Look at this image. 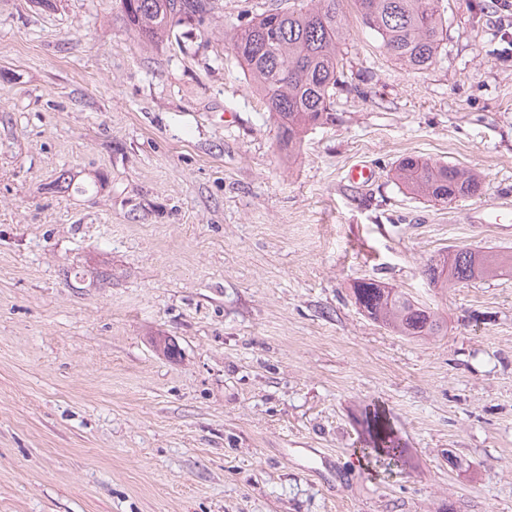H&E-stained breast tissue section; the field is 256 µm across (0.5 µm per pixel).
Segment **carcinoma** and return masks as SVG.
<instances>
[{
	"mask_svg": "<svg viewBox=\"0 0 512 512\" xmlns=\"http://www.w3.org/2000/svg\"><path fill=\"white\" fill-rule=\"evenodd\" d=\"M345 0H310L298 8L270 10L234 32L231 48L247 67L277 124L279 148L287 158L298 153L309 129L334 120L331 107L340 81L339 45L346 34ZM362 23L386 54L414 70H427L443 51V0H354ZM128 26L143 42L178 38L183 26L200 27L211 17L215 0H122ZM394 178L410 193L441 203L480 191L472 171L424 157L402 158ZM512 265V253L453 249L447 262L431 263L433 283L493 277ZM355 302L375 321L404 336H436L442 322L429 307L373 279L353 288ZM369 447L366 456L395 466L404 453L401 439L378 410L364 412Z\"/></svg>",
	"mask_w": 512,
	"mask_h": 512,
	"instance_id": "carcinoma-1",
	"label": "carcinoma"
}]
</instances>
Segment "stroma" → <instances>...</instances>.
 Returning <instances> with one entry per match:
<instances>
[{"mask_svg": "<svg viewBox=\"0 0 512 512\" xmlns=\"http://www.w3.org/2000/svg\"><path fill=\"white\" fill-rule=\"evenodd\" d=\"M447 2L423 72L349 6L335 119L288 159L226 35L302 0H218L176 45L121 0H0V512H512V272L424 274L512 251L477 221L512 205V10ZM410 155L479 193H407ZM362 278L447 332L373 321ZM374 406L390 472L354 463ZM446 264L432 263L426 271L433 283L465 282L477 277H493L505 266L512 265V253H486L468 247L449 250ZM364 424L369 448H363V453L375 457L376 462H387L388 467L398 466L404 448L386 417L376 408L372 412L365 410Z\"/></svg>", "mask_w": 512, "mask_h": 512, "instance_id": "obj_1", "label": "stroma"}]
</instances>
